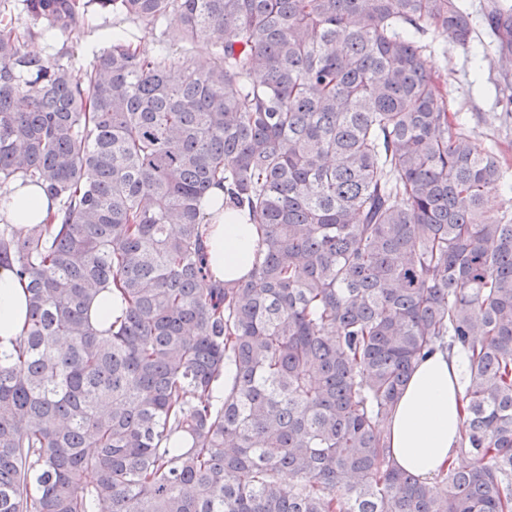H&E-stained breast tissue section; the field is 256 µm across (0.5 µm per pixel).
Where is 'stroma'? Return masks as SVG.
<instances>
[{"label":"stroma","instance_id":"1","mask_svg":"<svg viewBox=\"0 0 512 512\" xmlns=\"http://www.w3.org/2000/svg\"><path fill=\"white\" fill-rule=\"evenodd\" d=\"M487 0H462L471 12L476 38L470 49L459 47L450 35L427 31L419 35L432 73L448 99L449 111L459 113L471 137L499 154L512 169V122L500 118L499 90L512 84V64L500 62L493 38L483 22ZM116 23L110 12L89 9L72 31L43 32L35 46L61 62L80 67L94 52L108 48Z\"/></svg>","mask_w":512,"mask_h":512}]
</instances>
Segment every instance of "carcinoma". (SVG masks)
Instances as JSON below:
<instances>
[{
  "instance_id": "cac0c4a2",
  "label": "carcinoma",
  "mask_w": 512,
  "mask_h": 512,
  "mask_svg": "<svg viewBox=\"0 0 512 512\" xmlns=\"http://www.w3.org/2000/svg\"><path fill=\"white\" fill-rule=\"evenodd\" d=\"M21 6L23 29L0 0V188L29 179L58 210L0 226L29 302L0 364V512H512L507 170L416 40L470 47L459 0ZM90 6L178 26L152 51L115 31L78 69L31 48ZM485 21L512 61V7ZM200 39L189 67L168 52ZM214 186L265 249L205 287ZM455 348L457 460L427 484L387 431L415 362ZM92 312L99 324L108 326L114 320V317L119 315L120 300L114 294V291L105 292L94 302Z\"/></svg>"
}]
</instances>
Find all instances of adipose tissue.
Segmentation results:
<instances>
[{"instance_id": "adipose-tissue-1", "label": "adipose tissue", "mask_w": 512, "mask_h": 512, "mask_svg": "<svg viewBox=\"0 0 512 512\" xmlns=\"http://www.w3.org/2000/svg\"><path fill=\"white\" fill-rule=\"evenodd\" d=\"M57 209L34 182L0 191V218L15 227L47 223ZM256 225L229 211L213 219L206 241L213 279L248 274L259 245ZM28 316L27 291L12 268L0 266V363H10ZM462 356L435 352L419 360L392 414L388 443L396 464L432 482L448 468L459 443Z\"/></svg>"}]
</instances>
